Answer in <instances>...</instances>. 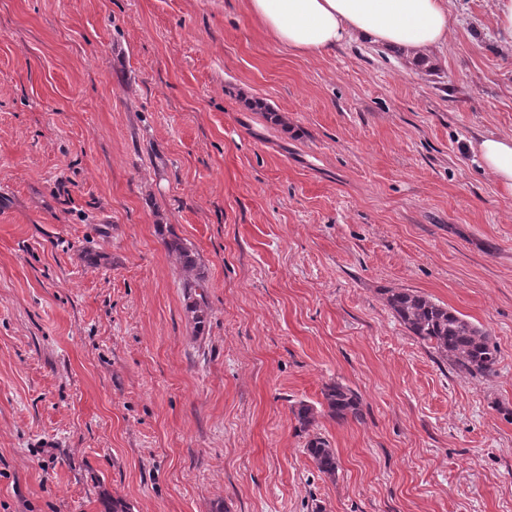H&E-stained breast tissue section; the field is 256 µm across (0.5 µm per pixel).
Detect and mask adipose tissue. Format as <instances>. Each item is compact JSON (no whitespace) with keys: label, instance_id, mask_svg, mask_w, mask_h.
Segmentation results:
<instances>
[{"label":"adipose tissue","instance_id":"adipose-tissue-1","mask_svg":"<svg viewBox=\"0 0 512 512\" xmlns=\"http://www.w3.org/2000/svg\"><path fill=\"white\" fill-rule=\"evenodd\" d=\"M246 9L275 42L310 58L355 37L417 60L447 43L452 29L446 0H246ZM476 149L485 170L512 190V137L486 136Z\"/></svg>","mask_w":512,"mask_h":512}]
</instances>
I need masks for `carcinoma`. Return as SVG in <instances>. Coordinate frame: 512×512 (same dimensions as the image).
Instances as JSON below:
<instances>
[{
  "label": "carcinoma",
  "mask_w": 512,
  "mask_h": 512,
  "mask_svg": "<svg viewBox=\"0 0 512 512\" xmlns=\"http://www.w3.org/2000/svg\"><path fill=\"white\" fill-rule=\"evenodd\" d=\"M169 252L176 254L182 270L187 274L186 288L196 296L189 305L197 322L201 323L208 315L200 303L204 299L205 283L192 276L196 267V256L184 243L172 239L166 243ZM386 302L398 321L414 336L428 344L440 356L451 362L464 374L489 375L498 363L499 351L483 332L464 315L453 311L444 304L411 290H390ZM324 412L337 421L363 419L360 395L350 387L333 383L323 391ZM299 430L308 432L317 426L318 414L308 404H300L293 410ZM307 452L318 471L326 476L336 474L338 467L336 451L330 442L315 435L307 442Z\"/></svg>",
  "instance_id": "carcinoma-1"
}]
</instances>
